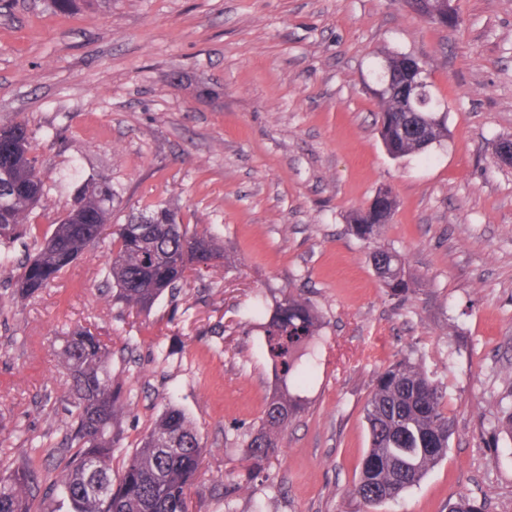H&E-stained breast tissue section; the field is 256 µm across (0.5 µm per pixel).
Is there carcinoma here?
I'll list each match as a JSON object with an SVG mask.
<instances>
[{"mask_svg": "<svg viewBox=\"0 0 512 512\" xmlns=\"http://www.w3.org/2000/svg\"><path fill=\"white\" fill-rule=\"evenodd\" d=\"M424 20L444 26L448 0H428ZM416 57L391 52L382 68L391 74L388 88L367 86L379 109L380 136L393 159L423 154L448 139L447 113L404 102L406 87L420 77ZM0 167L13 172L12 201L0 207V237L29 233L31 211L44 193L36 159L9 147L0 151ZM115 191L106 183L78 190L65 218L55 223L37 253L23 264L17 294L32 297L52 284L84 251L110 238L105 300L148 312L164 295L184 287L188 273L215 270L225 257L215 239L180 222L179 212L163 202L145 201L125 224H108ZM388 189L366 208L353 210L348 229L365 241L381 237L396 210ZM388 293L409 291L405 260L394 249L377 247L369 255ZM264 344L279 387L266 402L259 426L247 442L246 460L259 467L279 451L281 432L305 408L290 389L309 376L306 351L319 336L321 321L310 300L288 293L261 324ZM57 355L65 371L70 421L61 442L64 457L50 489L61 490L67 512H192L190 490L197 481L205 448L187 413L169 404L137 444L118 478L112 457L122 447L127 412L124 385L112 377V349L89 328H75L59 339ZM369 448L351 494L367 509L417 486L447 453L453 419L445 411L443 391L409 357L381 372L365 407ZM43 481L26 464L0 473V512H31V500Z\"/></svg>", "mask_w": 512, "mask_h": 512, "instance_id": "carcinoma-1", "label": "carcinoma"}]
</instances>
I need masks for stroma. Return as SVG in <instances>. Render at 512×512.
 <instances>
[{
  "mask_svg": "<svg viewBox=\"0 0 512 512\" xmlns=\"http://www.w3.org/2000/svg\"><path fill=\"white\" fill-rule=\"evenodd\" d=\"M432 25L405 0H0V124L25 123L45 186L33 234L0 241V457L54 480L68 419L55 336L88 326L112 347L130 403L113 469L171 403L206 453L193 512H362L350 493L368 448L376 374L408 357L446 393V457L375 512H448L464 496L512 512V0H453ZM420 58L450 136L391 158L366 81L385 54ZM105 181L116 224L145 201L174 204L224 245L226 265L147 313L106 302L101 242L51 288L19 298V261L76 189ZM390 188L377 243L349 213ZM405 259L414 286L389 296L374 245ZM322 328L304 412L263 470L242 466L275 377L258 323L287 293ZM38 451H31V443Z\"/></svg>",
  "mask_w": 512,
  "mask_h": 512,
  "instance_id": "stroma-1",
  "label": "stroma"
}]
</instances>
